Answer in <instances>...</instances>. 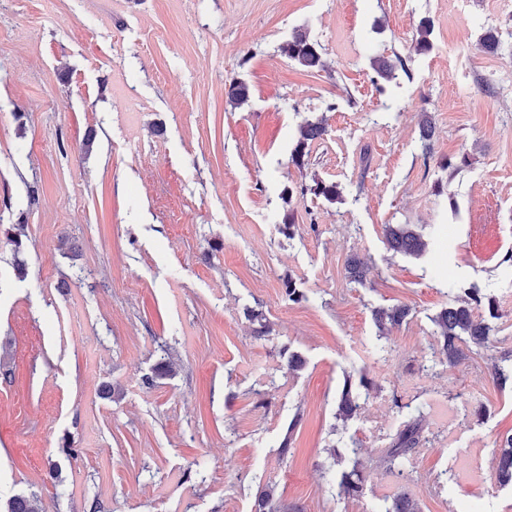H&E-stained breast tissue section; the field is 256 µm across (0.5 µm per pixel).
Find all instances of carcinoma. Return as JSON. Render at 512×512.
Instances as JSON below:
<instances>
[{
    "instance_id": "carcinoma-1",
    "label": "carcinoma",
    "mask_w": 512,
    "mask_h": 512,
    "mask_svg": "<svg viewBox=\"0 0 512 512\" xmlns=\"http://www.w3.org/2000/svg\"><path fill=\"white\" fill-rule=\"evenodd\" d=\"M434 26L430 19L420 20L412 39V51L417 55H424L433 49ZM280 52L289 61L306 70H323L327 66L324 52L321 46L309 38L307 32L296 30L288 41L280 46ZM372 67L377 75L375 84L378 92L385 90V84L397 78L398 70H406L404 59L396 55L394 58H373ZM230 102L236 106L246 104L250 98V89L246 82L235 81L229 85L227 92ZM325 134V127L319 122H306L297 128L290 162L298 170L305 169L309 164L310 147L312 143ZM433 136V127L427 113H422L421 137L423 139L422 151L424 157L432 154L430 140ZM302 196L311 194L322 198L329 203L342 200L343 189L336 182H326L316 176L311 177V182L301 183L293 188L285 190L287 198L293 194ZM386 240L389 249L400 253H417L423 250L425 243L405 225L390 226L386 230ZM488 304L489 309H494L492 299H484L481 289L472 284L461 289V294L456 296L454 304L441 311L436 317L435 323L441 338L438 349L439 361L447 362L453 366L459 359V343L469 340L472 343L486 347L490 343V328L483 321L476 319L474 309L482 304ZM409 309L405 306H393L380 308L374 313V320L379 329L384 330L402 322L408 315ZM368 388L365 377H360L359 385H354L353 376L345 377L341 390L338 412L339 416L347 420L352 418L359 409V388ZM422 427L419 418L408 422L398 433L397 440L386 453V461L389 467H395L396 463L403 462L420 443ZM497 471L499 481L503 484H512V434L502 440L498 455ZM365 476L358 464H353L349 472L341 475L339 490L347 497H356L362 493ZM6 512H42L40 499L35 494L16 495L8 500Z\"/></svg>"
}]
</instances>
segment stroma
Instances as JSON below:
<instances>
[{"instance_id":"obj_1","label":"stroma","mask_w":512,"mask_h":512,"mask_svg":"<svg viewBox=\"0 0 512 512\" xmlns=\"http://www.w3.org/2000/svg\"><path fill=\"white\" fill-rule=\"evenodd\" d=\"M425 17L434 48L414 56ZM297 29L324 70L280 53ZM510 29L512 0H0V512L21 493L43 512H262L268 489L281 512H384L402 494L420 512H512L496 477L512 379L490 375L512 355ZM396 53L410 71L378 92L372 60ZM318 120L302 173L294 133ZM309 174L342 201L285 200ZM400 224L424 251L389 249ZM354 258L372 287L347 279ZM459 282L493 298L475 316L494 348L437 365L434 319ZM396 305L407 319L379 333L373 310ZM349 373L369 393L345 421ZM416 414L422 441L390 470ZM357 460L363 493L340 497Z\"/></svg>"}]
</instances>
